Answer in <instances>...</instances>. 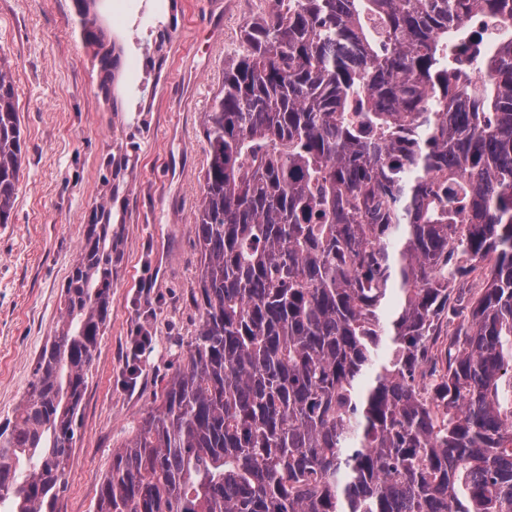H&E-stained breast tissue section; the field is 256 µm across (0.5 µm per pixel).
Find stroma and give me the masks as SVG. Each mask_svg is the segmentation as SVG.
<instances>
[{
	"label": "stroma",
	"instance_id": "obj_1",
	"mask_svg": "<svg viewBox=\"0 0 512 512\" xmlns=\"http://www.w3.org/2000/svg\"><path fill=\"white\" fill-rule=\"evenodd\" d=\"M223 2L215 18L205 0H98L100 24L125 49L115 113L72 0H0V51L12 64L27 146L12 221L0 225V421L22 400L54 336L61 291L103 194L110 154L138 146L113 206L111 318L88 373L60 512H95L113 453L134 434L198 329L191 290L207 162L201 117L225 62L241 49L245 21L269 11V0ZM164 29L171 33L165 60L146 71L143 61ZM140 327L153 341L134 379L129 341Z\"/></svg>",
	"mask_w": 512,
	"mask_h": 512
}]
</instances>
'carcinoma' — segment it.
<instances>
[{
	"label": "carcinoma",
	"instance_id": "cac0c4a2",
	"mask_svg": "<svg viewBox=\"0 0 512 512\" xmlns=\"http://www.w3.org/2000/svg\"><path fill=\"white\" fill-rule=\"evenodd\" d=\"M74 5L116 112L124 48ZM476 16L512 0H271L246 23L202 115L199 328L97 512H512V39L469 78ZM25 152L0 54V224ZM129 161L109 158L59 332L0 423L8 512H59Z\"/></svg>",
	"mask_w": 512,
	"mask_h": 512
}]
</instances>
